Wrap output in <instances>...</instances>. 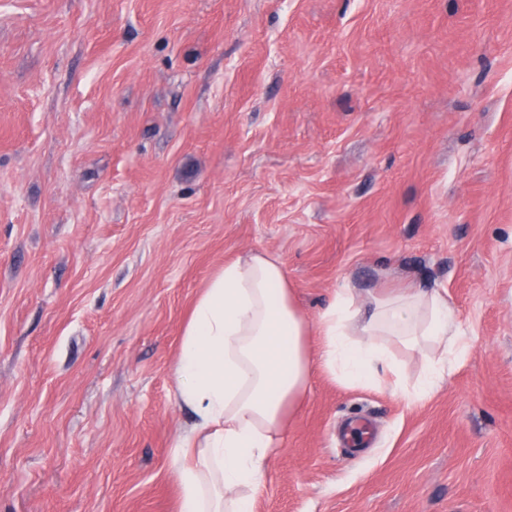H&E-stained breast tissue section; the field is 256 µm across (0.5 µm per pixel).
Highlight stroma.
I'll return each mask as SVG.
<instances>
[{"instance_id":"1","label":"stroma","mask_w":512,"mask_h":512,"mask_svg":"<svg viewBox=\"0 0 512 512\" xmlns=\"http://www.w3.org/2000/svg\"><path fill=\"white\" fill-rule=\"evenodd\" d=\"M252 250L470 339L420 400L314 367L253 512H512V0H0V512H178L182 329Z\"/></svg>"}]
</instances>
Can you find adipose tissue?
Masks as SVG:
<instances>
[{
	"label": "adipose tissue",
	"instance_id": "obj_1",
	"mask_svg": "<svg viewBox=\"0 0 512 512\" xmlns=\"http://www.w3.org/2000/svg\"><path fill=\"white\" fill-rule=\"evenodd\" d=\"M370 304L369 313H360L353 289L341 288L309 324L283 264L264 251L225 262L211 277L183 328L174 365V398L194 415L173 452L179 512H252L249 493L264 480L314 361L362 386L389 368L394 391L422 399L464 360L467 338L439 290L378 292ZM314 330L322 337L317 356L308 345ZM394 344L424 353L416 383L406 384L395 367Z\"/></svg>",
	"mask_w": 512,
	"mask_h": 512
}]
</instances>
